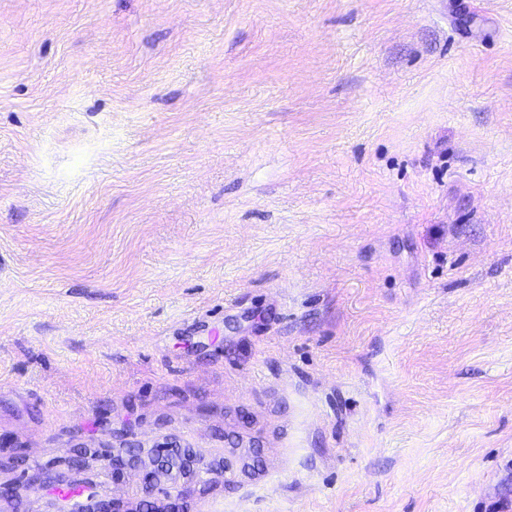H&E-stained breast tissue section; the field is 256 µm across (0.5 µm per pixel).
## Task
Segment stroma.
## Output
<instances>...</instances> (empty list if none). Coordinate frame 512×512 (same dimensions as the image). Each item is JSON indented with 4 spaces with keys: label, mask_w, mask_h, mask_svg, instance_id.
<instances>
[{
    "label": "stroma",
    "mask_w": 512,
    "mask_h": 512,
    "mask_svg": "<svg viewBox=\"0 0 512 512\" xmlns=\"http://www.w3.org/2000/svg\"><path fill=\"white\" fill-rule=\"evenodd\" d=\"M161 442L178 512H512V0H0V512Z\"/></svg>",
    "instance_id": "1"
}]
</instances>
